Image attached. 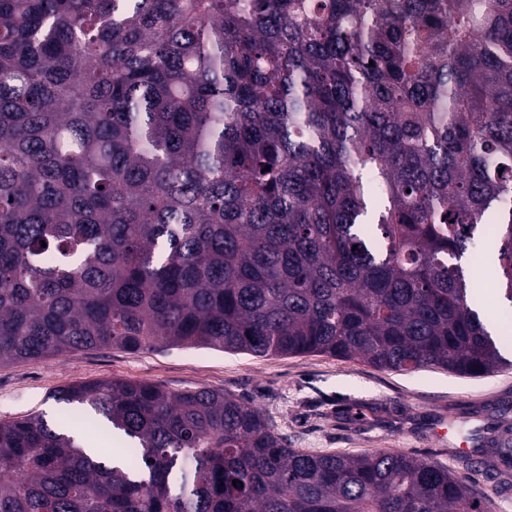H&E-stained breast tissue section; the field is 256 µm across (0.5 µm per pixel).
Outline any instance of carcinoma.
<instances>
[{"instance_id":"cac0c4a2","label":"carcinoma","mask_w":512,"mask_h":512,"mask_svg":"<svg viewBox=\"0 0 512 512\" xmlns=\"http://www.w3.org/2000/svg\"><path fill=\"white\" fill-rule=\"evenodd\" d=\"M481 223L512 304V0H0V366L170 345L492 376ZM55 398L133 448L0 421V512L491 509L405 452L300 453L217 390Z\"/></svg>"}]
</instances>
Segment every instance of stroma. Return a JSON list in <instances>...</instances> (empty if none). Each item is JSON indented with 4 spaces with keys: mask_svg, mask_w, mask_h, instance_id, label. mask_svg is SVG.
I'll use <instances>...</instances> for the list:
<instances>
[{
    "mask_svg": "<svg viewBox=\"0 0 512 512\" xmlns=\"http://www.w3.org/2000/svg\"><path fill=\"white\" fill-rule=\"evenodd\" d=\"M473 268L484 315L512 335V308L494 287V241L476 236ZM109 379L156 383L170 391L208 388L261 408L291 448L360 455L399 450L493 492V512H512V485L501 488L495 441L512 427V368L486 378L430 369L412 375L325 355L231 354L204 347L75 350L0 366V421L63 415L53 398L72 384Z\"/></svg>",
    "mask_w": 512,
    "mask_h": 512,
    "instance_id": "35a3bbf8",
    "label": "stroma"
}]
</instances>
